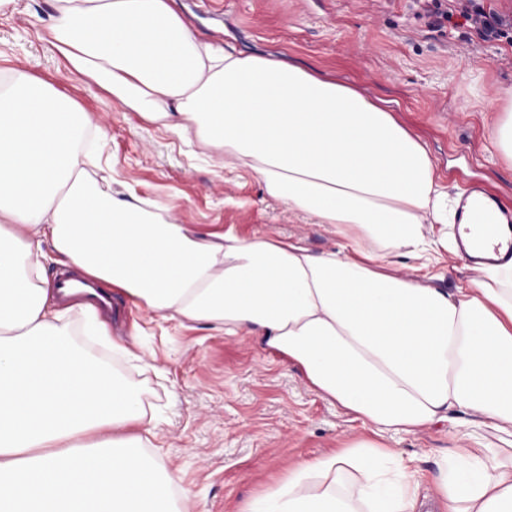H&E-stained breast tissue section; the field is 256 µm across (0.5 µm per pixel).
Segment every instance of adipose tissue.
I'll use <instances>...</instances> for the list:
<instances>
[{"label": "adipose tissue", "mask_w": 512, "mask_h": 512, "mask_svg": "<svg viewBox=\"0 0 512 512\" xmlns=\"http://www.w3.org/2000/svg\"><path fill=\"white\" fill-rule=\"evenodd\" d=\"M172 0H60L47 40L148 122L195 136L338 250L207 232L88 178L89 112L50 84L0 88V512H194L143 452L142 400L49 303L47 256L167 319L259 337L373 434L300 462L246 512H421L415 470L386 433L464 413L497 437L435 477L441 512H512V264L456 296L384 272L428 258L427 220L455 209L425 147L356 87L200 44Z\"/></svg>", "instance_id": "ef3b65f1"}]
</instances>
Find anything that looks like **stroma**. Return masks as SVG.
<instances>
[{"label":"stroma","mask_w":512,"mask_h":512,"mask_svg":"<svg viewBox=\"0 0 512 512\" xmlns=\"http://www.w3.org/2000/svg\"><path fill=\"white\" fill-rule=\"evenodd\" d=\"M174 7L202 41L356 86L423 144L449 197L480 185L512 210V162L494 144L501 91L512 88V44L484 41L465 26L438 28L416 17L409 0H174ZM56 8V0H15L0 13V80L26 73L93 114L106 134L101 162L88 170L99 186L121 182L209 231L297 240L315 253L338 248L332 225L269 198L250 171L223 164L206 147L188 154L171 132L73 71L45 39ZM428 273L432 286L451 293L477 276L447 252ZM107 323L115 340H136L158 367L115 362L145 407L160 411L154 444L197 512H244L290 466L373 437L256 338L183 326L117 292ZM383 441L419 471L424 498L436 494L440 455L476 445L447 421Z\"/></svg>","instance_id":"obj_1"}]
</instances>
